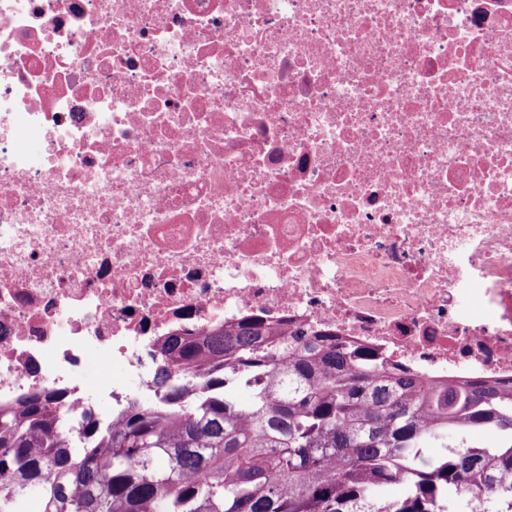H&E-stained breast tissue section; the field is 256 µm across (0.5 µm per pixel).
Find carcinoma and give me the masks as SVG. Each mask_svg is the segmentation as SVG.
Returning <instances> with one entry per match:
<instances>
[{
    "label": "carcinoma",
    "instance_id": "obj_1",
    "mask_svg": "<svg viewBox=\"0 0 512 512\" xmlns=\"http://www.w3.org/2000/svg\"><path fill=\"white\" fill-rule=\"evenodd\" d=\"M156 355L158 399L112 428L44 391L0 407V512H512V379L431 381L258 318Z\"/></svg>",
    "mask_w": 512,
    "mask_h": 512
}]
</instances>
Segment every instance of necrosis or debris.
<instances>
[{
  "mask_svg": "<svg viewBox=\"0 0 512 512\" xmlns=\"http://www.w3.org/2000/svg\"><path fill=\"white\" fill-rule=\"evenodd\" d=\"M249 316L512 378V0H0V404Z\"/></svg>",
  "mask_w": 512,
  "mask_h": 512,
  "instance_id": "1",
  "label": "necrosis or debris"
}]
</instances>
